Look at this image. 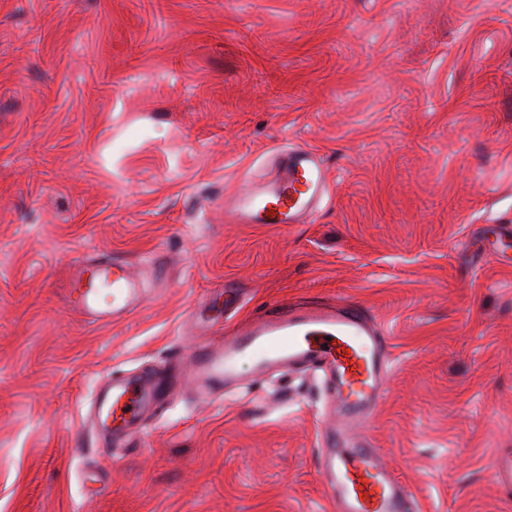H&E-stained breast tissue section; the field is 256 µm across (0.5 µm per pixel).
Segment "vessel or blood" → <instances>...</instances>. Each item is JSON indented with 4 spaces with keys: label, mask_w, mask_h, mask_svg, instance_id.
Wrapping results in <instances>:
<instances>
[{
    "label": "vessel or blood",
    "mask_w": 512,
    "mask_h": 512,
    "mask_svg": "<svg viewBox=\"0 0 512 512\" xmlns=\"http://www.w3.org/2000/svg\"><path fill=\"white\" fill-rule=\"evenodd\" d=\"M329 172L310 147L281 148L272 154L264 177L224 202L229 224H306L329 198ZM89 280L74 276L69 303L93 321L133 310L142 282L133 279L125 261L92 263ZM255 356L258 376L288 367L310 366L329 383L338 421L321 438L317 463L329 477L327 498L335 512H418L409 488L382 463L373 442L353 436L354 426L374 412L383 398L387 339L363 307L348 300L313 298L288 302L246 323L225 319L219 345H199L194 373L204 398L223 395L238 380V364ZM169 377L153 371L113 385L99 401L104 429L134 427L142 410L158 399ZM493 481L512 490V452L491 458Z\"/></svg>",
    "instance_id": "b4317fda"
}]
</instances>
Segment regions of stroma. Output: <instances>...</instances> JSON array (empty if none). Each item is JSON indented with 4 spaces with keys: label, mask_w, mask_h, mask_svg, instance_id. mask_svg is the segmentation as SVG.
<instances>
[{
    "label": "stroma",
    "mask_w": 512,
    "mask_h": 512,
    "mask_svg": "<svg viewBox=\"0 0 512 512\" xmlns=\"http://www.w3.org/2000/svg\"><path fill=\"white\" fill-rule=\"evenodd\" d=\"M324 158L310 224H228L268 155ZM512 0H0V512H333L313 370L203 399L198 342L285 298L389 339L359 426L420 512H512ZM151 286L91 322L68 282ZM176 384L103 452L112 378ZM490 473L499 486L512 491V452L497 451L491 458Z\"/></svg>",
    "instance_id": "stroma-1"
}]
</instances>
